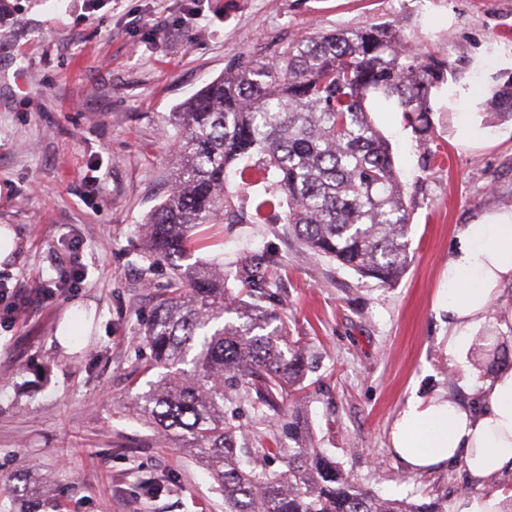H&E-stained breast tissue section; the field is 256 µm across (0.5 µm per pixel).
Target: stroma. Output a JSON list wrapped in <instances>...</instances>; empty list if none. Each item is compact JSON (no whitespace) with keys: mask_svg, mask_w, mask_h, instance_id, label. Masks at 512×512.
<instances>
[{"mask_svg":"<svg viewBox=\"0 0 512 512\" xmlns=\"http://www.w3.org/2000/svg\"><path fill=\"white\" fill-rule=\"evenodd\" d=\"M393 21L448 63L426 133L391 109L372 115L412 214L401 281L382 287L310 255L284 224L225 225L223 244L193 260L231 272L249 257L281 261L278 310L310 363L287 405L358 484L443 498L452 512L461 498L512 491V476L474 489L460 464L408 473L388 450L411 394L440 389L472 404L481 392L472 350L446 355L447 321L433 305L461 226L512 209V119L478 100L512 74V0H0V227L18 238L0 279L25 307L0 327V512H224L193 450L139 421L133 404L157 378L130 372L168 275H140L143 224L173 162L168 116L243 56ZM465 121L483 132L475 145L453 140ZM73 241L87 273L78 292L35 303ZM66 320L76 333L63 344ZM153 478L165 485L156 496L142 489Z\"/></svg>","mask_w":512,"mask_h":512,"instance_id":"1","label":"stroma"}]
</instances>
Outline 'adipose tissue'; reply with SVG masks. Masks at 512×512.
Segmentation results:
<instances>
[{
	"label": "adipose tissue",
	"instance_id": "obj_1",
	"mask_svg": "<svg viewBox=\"0 0 512 512\" xmlns=\"http://www.w3.org/2000/svg\"><path fill=\"white\" fill-rule=\"evenodd\" d=\"M512 286V210L463 225L442 273L435 308L446 316L449 357H458L474 328ZM390 450L409 472L464 461L476 486L512 472V365L481 383V402L467 405L444 391L411 395L393 419Z\"/></svg>",
	"mask_w": 512,
	"mask_h": 512
}]
</instances>
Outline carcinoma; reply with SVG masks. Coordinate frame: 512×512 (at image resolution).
Listing matches in <instances>:
<instances>
[{"label": "carcinoma", "mask_w": 512, "mask_h": 512, "mask_svg": "<svg viewBox=\"0 0 512 512\" xmlns=\"http://www.w3.org/2000/svg\"><path fill=\"white\" fill-rule=\"evenodd\" d=\"M448 62L423 55L389 22L303 36L273 57L248 56L172 113L179 135L165 198L149 214L142 273L171 266L144 330L150 369L163 373L137 394L140 418L189 441L224 495V512H448L442 503L386 498L310 446L303 421L284 402L308 371L267 291L280 262L249 261L232 288L224 264L199 266L214 245L202 227L260 224L287 202L282 221L314 254L383 285L408 266L411 213L388 140L371 105L393 106L415 130L428 127L431 89ZM487 112L512 119V76L481 96ZM264 192L248 214L230 191ZM288 420L297 447L287 470L267 469L276 444L238 446L239 406Z\"/></svg>", "instance_id": "1"}]
</instances>
